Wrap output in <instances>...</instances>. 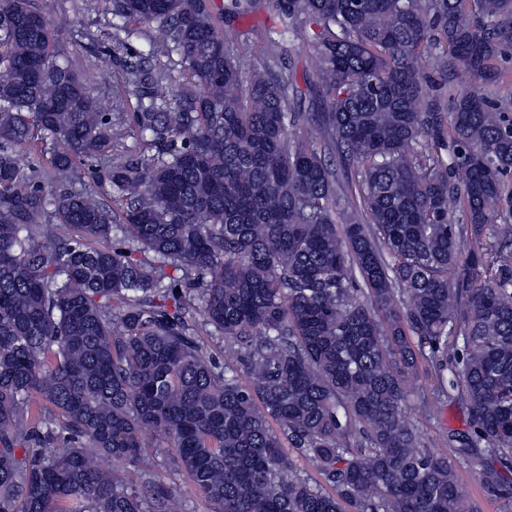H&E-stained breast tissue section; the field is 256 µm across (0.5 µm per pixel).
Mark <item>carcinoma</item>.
<instances>
[{"label":"carcinoma","mask_w":512,"mask_h":512,"mask_svg":"<svg viewBox=\"0 0 512 512\" xmlns=\"http://www.w3.org/2000/svg\"><path fill=\"white\" fill-rule=\"evenodd\" d=\"M105 2L108 105L0 0V512H185L169 459L211 512H482L460 463L512 496V0H274L271 42L312 31L306 111L208 0ZM422 359L469 412L451 460L404 414ZM497 65L503 74V80L490 87L491 97L496 100L512 99V54L498 60Z\"/></svg>","instance_id":"1"}]
</instances>
